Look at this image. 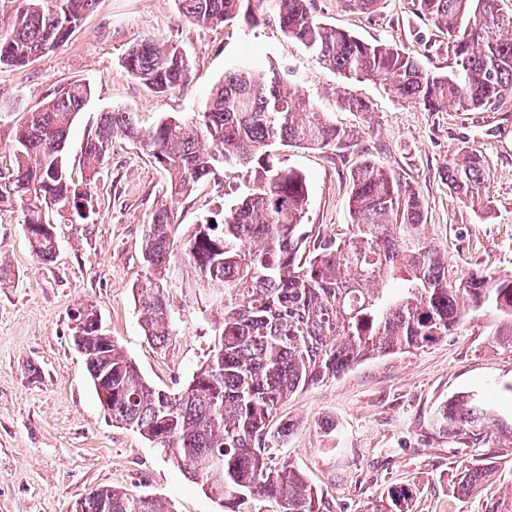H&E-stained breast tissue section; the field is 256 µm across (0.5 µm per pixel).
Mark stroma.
I'll return each instance as SVG.
<instances>
[{
	"label": "stroma",
	"mask_w": 512,
	"mask_h": 512,
	"mask_svg": "<svg viewBox=\"0 0 512 512\" xmlns=\"http://www.w3.org/2000/svg\"><path fill=\"white\" fill-rule=\"evenodd\" d=\"M318 19L368 41L422 56L426 69L448 72L452 60L442 34L419 15L414 0H386L380 12L354 14L336 0H315ZM152 38L178 46L189 61L187 80L164 93L127 72L123 58ZM254 61L287 70L337 125L352 129L348 147L280 149L285 165L309 187L303 219L311 232H345L351 171L371 157L419 191L424 233L444 254L452 275L473 269L512 275V112H428L398 102L371 81H346L301 44L286 39L273 9L252 26L190 23L178 0H97L68 38L28 66L0 72V170L13 165L14 129L58 86L84 81L92 94L73 122L70 169L83 173L81 148L101 113L133 112L150 129L167 117L202 111L225 71ZM350 93L370 112L337 103ZM463 146L482 155L490 175L488 209L464 205L448 191V155ZM237 167L218 171L187 195L173 196L167 174L148 149L115 135L93 187L95 225L77 240L57 227L59 251L38 262L20 212L0 210V512H74L98 488H128L164 498L173 512H224L221 502L184 468L167 460L138 433L112 424L71 343V312L94 306L102 331L119 342L152 384L175 392L185 386L213 344L216 310L187 283L168 287L173 339L155 346L141 326L133 287L142 278L145 226L171 207L180 231L222 221L249 187ZM488 312L467 316L448 337L411 353L368 360L337 378L297 390L280 407L292 429L274 461L301 471L322 497V512H368L393 484L416 492L414 512H485L487 501L512 497V435L487 429L449 436L436 415L451 395L487 387L499 414H512V345L498 335ZM506 450L481 498L460 499L449 484L456 467Z\"/></svg>",
	"instance_id": "obj_1"
}]
</instances>
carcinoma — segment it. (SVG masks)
I'll use <instances>...</instances> for the list:
<instances>
[{"mask_svg":"<svg viewBox=\"0 0 512 512\" xmlns=\"http://www.w3.org/2000/svg\"><path fill=\"white\" fill-rule=\"evenodd\" d=\"M0 12V69L28 65L67 40L96 0H8ZM194 23L260 19L265 0H179ZM279 26L320 63L347 80H371L393 98L428 112L495 110L512 100V13L500 0H416L417 11L446 37L455 67L433 73L421 59L392 44L369 42L321 22L315 0H274ZM358 14L377 12L384 0H338ZM134 77L158 92L185 83L189 63L175 45L150 39L123 59ZM91 95L86 83L48 95L14 130L13 169L0 172V207L23 215L35 258L53 261L56 225L76 236L94 225L92 184L112 137L144 143L182 195L218 168L242 166L253 181L221 223L198 224L176 241L170 212L160 209L147 225L143 263L134 287L145 335L159 347L172 336L168 280L183 260L189 286L211 297L220 313L208 358L178 392L148 383L118 343L101 332L97 312L76 310L72 329L84 348L96 387L112 391L109 418L154 444L179 467L240 512L249 497L267 499L275 512H321L318 491L290 466L272 463L269 449L291 425L270 423L283 401L304 385L335 378L374 356L412 352L448 336L471 313L490 310L512 342V276L481 271L453 279L424 235V205L416 190L372 159L352 171L348 234L309 240L303 218L309 199L305 175L276 162L271 147L301 145L340 149L350 133L285 85L275 69L243 64L224 72L200 112L174 124L142 131L130 112H103L82 152L85 179L72 178L67 160L69 130ZM450 194L475 207L489 203V173L481 155L454 150L445 170ZM391 281V288H376ZM452 434L502 426L482 396L460 392L437 415ZM496 456L461 467L452 492L478 495L495 470ZM413 489L393 485L372 512H412ZM75 512H170L152 495L101 488Z\"/></svg>","mask_w":512,"mask_h":512,"instance_id":"1","label":"carcinoma"}]
</instances>
